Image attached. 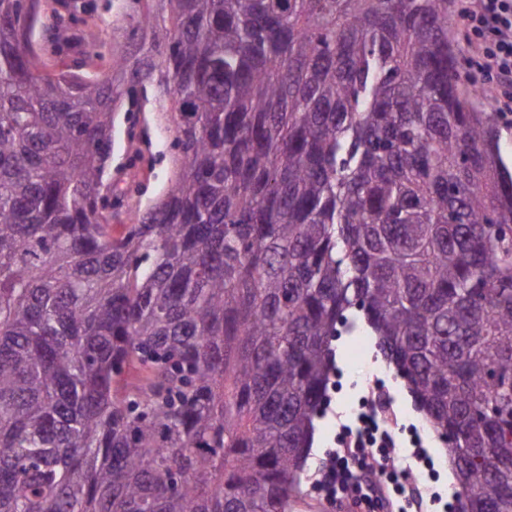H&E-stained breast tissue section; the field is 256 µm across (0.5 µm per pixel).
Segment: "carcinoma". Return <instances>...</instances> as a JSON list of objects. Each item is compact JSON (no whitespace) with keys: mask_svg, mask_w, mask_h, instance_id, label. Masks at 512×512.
<instances>
[{"mask_svg":"<svg viewBox=\"0 0 512 512\" xmlns=\"http://www.w3.org/2000/svg\"><path fill=\"white\" fill-rule=\"evenodd\" d=\"M0 0V512H287L343 327L512 512V173L450 0ZM84 19L54 7L42 26ZM155 89L177 167L107 182ZM87 2L89 22L108 25L109 37L112 36V0H77ZM106 27V26H105Z\"/></svg>","mask_w":512,"mask_h":512,"instance_id":"cac0c4a2","label":"carcinoma"}]
</instances>
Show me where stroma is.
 <instances>
[{
	"label": "stroma",
	"instance_id": "1",
	"mask_svg": "<svg viewBox=\"0 0 512 512\" xmlns=\"http://www.w3.org/2000/svg\"><path fill=\"white\" fill-rule=\"evenodd\" d=\"M142 150L155 155V162L144 161L135 168H126L132 149L125 137H118L112 156V177L124 184L142 183L146 198L151 199L167 186L173 167L166 146L154 133L143 143ZM331 347L335 369L326 402L316 419V434L307 461L308 476L302 486L304 499L295 512H319L321 498L315 491L318 470L336 450L346 431L356 428L354 411L370 393L387 403L386 421L395 441L393 455L398 466L411 467L418 474L424 512H455L456 497L448 483L445 445L437 433L425 428L423 415L378 352L373 339L366 335L338 336ZM417 446L422 447L424 454L419 464L410 458Z\"/></svg>",
	"mask_w": 512,
	"mask_h": 512
}]
</instances>
